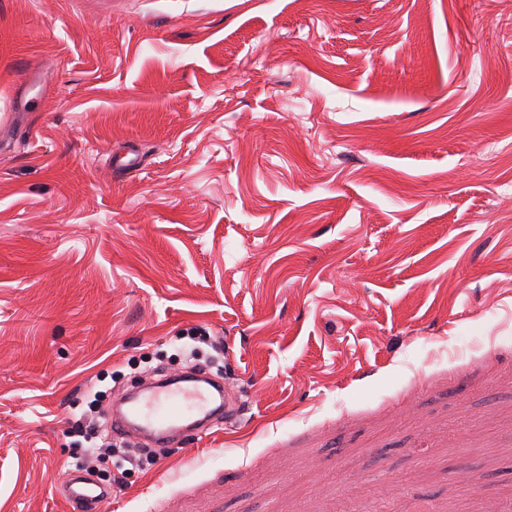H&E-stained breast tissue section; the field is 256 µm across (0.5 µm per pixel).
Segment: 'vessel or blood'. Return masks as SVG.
<instances>
[{
	"instance_id": "b4317fda",
	"label": "vessel or blood",
	"mask_w": 512,
	"mask_h": 512,
	"mask_svg": "<svg viewBox=\"0 0 512 512\" xmlns=\"http://www.w3.org/2000/svg\"><path fill=\"white\" fill-rule=\"evenodd\" d=\"M237 408L238 399L229 386H220L213 393L192 376L178 373L150 382L126 403H114L112 429L123 434L141 432L162 448L171 432L182 429L186 420H194L195 430L204 433L216 416L232 420ZM63 495L77 512H103L111 498L106 488L76 469L69 471Z\"/></svg>"
}]
</instances>
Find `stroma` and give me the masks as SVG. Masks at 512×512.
Instances as JSON below:
<instances>
[{
	"mask_svg": "<svg viewBox=\"0 0 512 512\" xmlns=\"http://www.w3.org/2000/svg\"><path fill=\"white\" fill-rule=\"evenodd\" d=\"M211 336L106 512H512V0H0V512ZM183 373L168 375L148 383V387L132 398H118L112 410V432L128 434L138 431L155 441L158 448H152L134 435H128L114 449L115 460L135 459L147 461L166 446L171 432L185 427L183 423L197 418L194 430L206 433L217 415H223V407L213 406L210 390L200 385L204 382L193 380ZM127 406L122 409V405Z\"/></svg>",
	"mask_w": 512,
	"mask_h": 512,
	"instance_id": "stroma-1",
	"label": "stroma"
}]
</instances>
